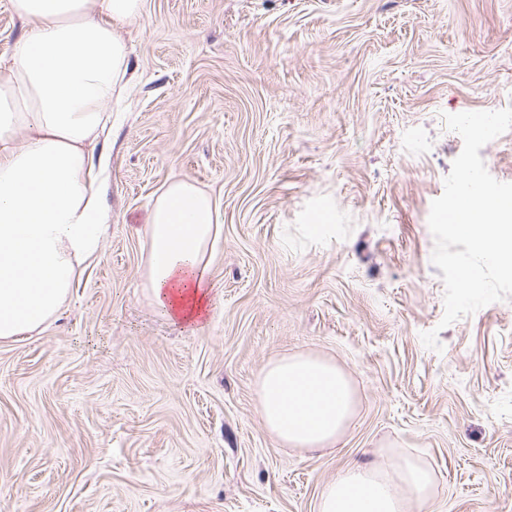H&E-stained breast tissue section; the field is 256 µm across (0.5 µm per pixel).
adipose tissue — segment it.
<instances>
[{
	"mask_svg": "<svg viewBox=\"0 0 512 512\" xmlns=\"http://www.w3.org/2000/svg\"><path fill=\"white\" fill-rule=\"evenodd\" d=\"M25 24L0 57V339L40 329L65 304L77 269L98 255L110 159L94 148L129 82L126 28L143 0H10ZM219 233L211 195L186 181L158 196L147 226L151 298L173 324L203 327L213 300L208 250ZM269 432L292 448L335 445L356 411L349 376L330 360L270 363L257 390ZM435 475L407 458L340 470L318 512H408Z\"/></svg>",
	"mask_w": 512,
	"mask_h": 512,
	"instance_id": "ef3b65f1",
	"label": "adipose tissue"
}]
</instances>
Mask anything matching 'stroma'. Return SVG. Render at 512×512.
<instances>
[{"label":"stroma","mask_w":512,"mask_h":512,"mask_svg":"<svg viewBox=\"0 0 512 512\" xmlns=\"http://www.w3.org/2000/svg\"><path fill=\"white\" fill-rule=\"evenodd\" d=\"M128 38L98 257L0 340V512H318L340 469L409 455L438 477L410 512H512V298L440 327L428 226L463 147L442 114L512 107V0H143ZM179 180L221 226L194 332L144 279ZM295 353L352 381L334 447L259 416Z\"/></svg>","instance_id":"1"}]
</instances>
